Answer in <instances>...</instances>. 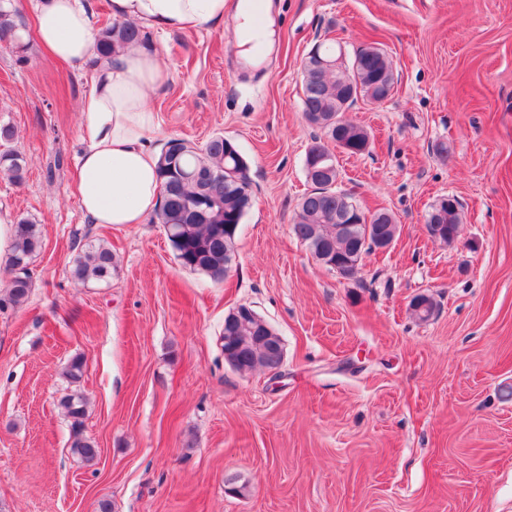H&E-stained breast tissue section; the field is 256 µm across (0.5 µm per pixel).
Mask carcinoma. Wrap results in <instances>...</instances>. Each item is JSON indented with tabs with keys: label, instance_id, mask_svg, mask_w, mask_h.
Wrapping results in <instances>:
<instances>
[{
	"label": "carcinoma",
	"instance_id": "1",
	"mask_svg": "<svg viewBox=\"0 0 512 512\" xmlns=\"http://www.w3.org/2000/svg\"><path fill=\"white\" fill-rule=\"evenodd\" d=\"M20 16L11 0H0V40L10 41L18 59L26 60L30 49L19 34ZM132 43H146L145 32L130 23H115L97 34V50L102 56ZM394 69L387 53L368 45L354 55L344 66L303 77L302 111L310 125L336 143V147L352 155L367 151L371 145L368 131L342 119L343 112L358 101L382 103L394 92ZM13 140V131L0 127V174L22 180L25 161L7 147ZM322 161L305 159V173L311 190L297 205L292 231L306 244L314 257L321 256V249L333 253L332 260L347 266V279L355 277L359 266L374 253L378 239L391 244L398 235L394 216L381 208L367 212L359 207L352 194L336 185L340 176L339 164L334 155L320 143ZM161 203L157 212L166 236L180 263L193 271H200L219 282L230 271L236 255L239 226L251 208L253 196L248 175L249 165L238 143L222 135L212 137L203 147L184 139L168 140L159 156ZM444 216L437 225L426 224L429 235L442 243L453 242L462 223L459 200L440 204ZM358 210L362 220L355 224L354 235L344 237L336 230V216L348 215ZM41 248L38 227L21 218L15 224L12 255L9 265L11 278L0 292V307H17L27 301L32 280L29 265ZM115 258L105 245H86L73 261L71 274L78 280L105 281L112 277ZM415 316L429 320L436 304L429 296H420L412 304ZM243 347L236 354L234 370L269 372L278 367L282 357L266 354L264 344L251 332L243 329ZM73 436L71 451L86 463L98 459L99 449L83 436L86 400L75 391L60 401Z\"/></svg>",
	"mask_w": 512,
	"mask_h": 512
}]
</instances>
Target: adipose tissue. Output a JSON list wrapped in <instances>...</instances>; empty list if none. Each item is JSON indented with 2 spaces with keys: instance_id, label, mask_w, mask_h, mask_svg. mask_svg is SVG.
Masks as SVG:
<instances>
[{
  "instance_id": "adipose-tissue-1",
  "label": "adipose tissue",
  "mask_w": 512,
  "mask_h": 512,
  "mask_svg": "<svg viewBox=\"0 0 512 512\" xmlns=\"http://www.w3.org/2000/svg\"><path fill=\"white\" fill-rule=\"evenodd\" d=\"M113 19L165 31H188L224 18L227 0H109ZM35 32L56 59L82 68L97 59L81 103L87 143L75 181L84 211L97 224H137L160 204L158 156L146 134L156 124L146 92L169 72L157 50L132 45L98 57L82 0H38Z\"/></svg>"
}]
</instances>
